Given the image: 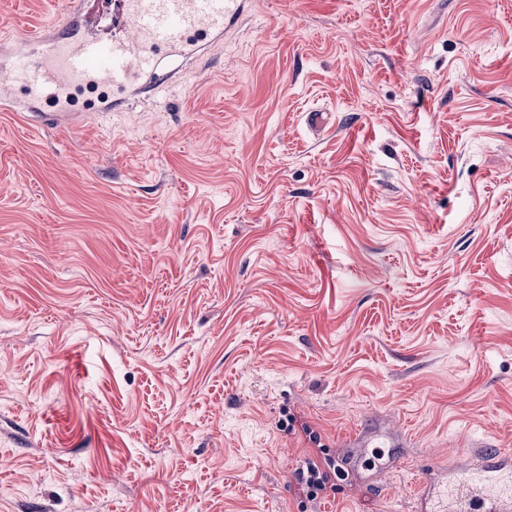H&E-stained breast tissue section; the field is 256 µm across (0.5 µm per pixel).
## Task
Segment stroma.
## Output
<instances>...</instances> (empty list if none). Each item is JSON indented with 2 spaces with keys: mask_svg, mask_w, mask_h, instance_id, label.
Wrapping results in <instances>:
<instances>
[{
  "mask_svg": "<svg viewBox=\"0 0 512 512\" xmlns=\"http://www.w3.org/2000/svg\"><path fill=\"white\" fill-rule=\"evenodd\" d=\"M65 10L0 0V43ZM226 42L76 129L0 112V512H418L417 465L512 449V0ZM367 430L405 467L309 499ZM328 470H333L334 475L339 478L343 476V473L337 470L333 460L328 457L324 459L322 465L310 461L306 467V472L302 471L301 480L305 483L307 494L310 498L316 497L318 493L326 489L329 480Z\"/></svg>",
  "mask_w": 512,
  "mask_h": 512,
  "instance_id": "stroma-1",
  "label": "stroma"
}]
</instances>
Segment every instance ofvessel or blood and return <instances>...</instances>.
Here are the masks:
<instances>
[{"instance_id":"b4317fda","label":"vessel or blood","mask_w":512,"mask_h":512,"mask_svg":"<svg viewBox=\"0 0 512 512\" xmlns=\"http://www.w3.org/2000/svg\"><path fill=\"white\" fill-rule=\"evenodd\" d=\"M247 0H115L121 26L104 40L78 29V13L56 23L51 32H38L14 47V54L30 61V77L15 83L9 70L0 71V106L21 111L23 102L38 100L44 92L55 99L53 111L40 120L79 123L72 110L74 93L81 88L111 86L112 98L99 111L121 105L129 95L157 91L172 79L161 63L168 58L197 54L207 38L223 36L242 16ZM512 471V451L477 448L458 455L448 481L458 488L480 485L465 501L464 512H512L499 478Z\"/></svg>"}]
</instances>
